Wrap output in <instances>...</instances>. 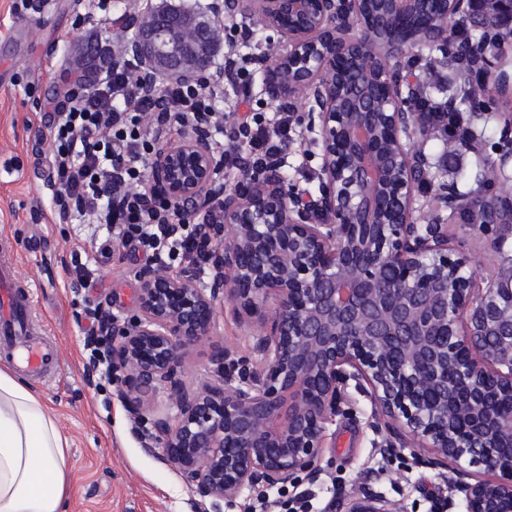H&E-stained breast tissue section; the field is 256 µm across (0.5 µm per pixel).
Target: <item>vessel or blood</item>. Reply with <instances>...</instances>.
<instances>
[{
    "mask_svg": "<svg viewBox=\"0 0 512 512\" xmlns=\"http://www.w3.org/2000/svg\"><path fill=\"white\" fill-rule=\"evenodd\" d=\"M34 334L26 298L14 291L11 268L0 266V354L25 374L42 378L56 370L58 352L52 342Z\"/></svg>",
    "mask_w": 512,
    "mask_h": 512,
    "instance_id": "1",
    "label": "vessel or blood"
}]
</instances>
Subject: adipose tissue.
<instances>
[{
	"label": "adipose tissue",
	"mask_w": 512,
	"mask_h": 512,
	"mask_svg": "<svg viewBox=\"0 0 512 512\" xmlns=\"http://www.w3.org/2000/svg\"><path fill=\"white\" fill-rule=\"evenodd\" d=\"M68 437L40 392L0 366V512H68Z\"/></svg>",
	"instance_id": "ef3b65f1"
}]
</instances>
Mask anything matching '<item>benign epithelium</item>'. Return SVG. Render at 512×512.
<instances>
[{"instance_id": "obj_1", "label": "benign epithelium", "mask_w": 512, "mask_h": 512, "mask_svg": "<svg viewBox=\"0 0 512 512\" xmlns=\"http://www.w3.org/2000/svg\"><path fill=\"white\" fill-rule=\"evenodd\" d=\"M363 0H211L201 23L147 0L119 19L125 35L112 66L138 63L136 84L210 77L215 31L224 17L278 33L287 50L264 64L271 103L318 127V192L288 189L280 167L248 175L245 191L224 189L211 120L177 116L160 134L149 187L195 214L220 205L209 282L190 271L138 273L137 311L121 322L99 313L112 364L124 370L122 398L151 425L161 457L213 512L245 492L314 480L326 424L349 382L368 385L394 434L427 462L482 467L449 487L465 512H512V289L479 276L443 224H422L415 188L427 166L413 149L417 113L406 103L414 76L393 80L416 35L372 59L374 31ZM385 22L419 0H388ZM478 0H446L433 35H446ZM483 80L512 98L500 51L482 56ZM258 338L237 378L231 351L213 352L218 378L194 389L182 380L187 347L213 335L217 301ZM163 388L175 409L146 417V395ZM348 512H393L381 499Z\"/></svg>"}]
</instances>
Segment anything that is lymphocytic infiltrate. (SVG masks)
<instances>
[{"label": "lymphocytic infiltrate", "instance_id": "1", "mask_svg": "<svg viewBox=\"0 0 512 512\" xmlns=\"http://www.w3.org/2000/svg\"><path fill=\"white\" fill-rule=\"evenodd\" d=\"M216 99L215 87L192 82L168 81L158 94H138L128 68L105 69L93 84L74 79L49 134L55 217L105 225L114 242L141 248L150 266L169 270L183 263L205 273L216 245L200 228L217 223L218 213L185 223L176 205L159 196L145 202L127 188L147 184L145 162L154 148L148 115L211 114ZM294 130V115L287 110L272 123L241 125L238 136L221 144L220 158L240 170L251 162L280 163Z\"/></svg>", "mask_w": 512, "mask_h": 512}]
</instances>
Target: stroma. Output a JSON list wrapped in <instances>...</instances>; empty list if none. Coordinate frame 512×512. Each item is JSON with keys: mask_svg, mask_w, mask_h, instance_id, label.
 Instances as JSON below:
<instances>
[{"mask_svg": "<svg viewBox=\"0 0 512 512\" xmlns=\"http://www.w3.org/2000/svg\"><path fill=\"white\" fill-rule=\"evenodd\" d=\"M94 36L100 49L114 53L117 39L105 22L98 0H0V250L10 255L16 282L29 285L31 315L55 343L60 366L37 381L47 405L72 443V496L68 512H196L194 495L179 475L147 447L148 426L137 423L120 396L123 374L88 373L85 343L95 326V309L118 319L136 308L138 272L145 262L133 246L116 248L111 260L91 262L98 245L93 225L62 223L51 213L53 189L47 181L46 119L42 108L57 102L72 73L69 46L78 36ZM285 45L272 30L252 37L220 33L216 64L234 53L241 84L218 87L224 119L213 132L221 141L246 108L271 116L276 107L263 91L259 56L283 53ZM53 55L55 80L42 77L46 55ZM498 116L471 119L477 136L466 149L437 154L442 131L428 134L433 180L421 184L416 206L422 216L447 225L456 250L476 257L483 272H512V224L485 229L463 223L448 208H435L436 187L474 195L480 158L498 161L493 147L501 136ZM318 135L299 121L286 143L289 186L313 190L321 168ZM88 279L79 281L76 267ZM257 341L229 304L217 307L212 343L189 347L182 367L190 385L210 379L214 346L225 345L235 357L249 355ZM390 434L367 397L349 390L340 411L328 424L325 448L317 461V481L273 490L266 497L245 495L224 512H344L352 499L380 497L397 512H445L448 487L461 475L476 477L478 468L459 473L455 465L431 466L410 449L390 456L382 448Z\"/></svg>", "mask_w": 512, "mask_h": 512, "instance_id": "obj_1", "label": "stroma"}]
</instances>
